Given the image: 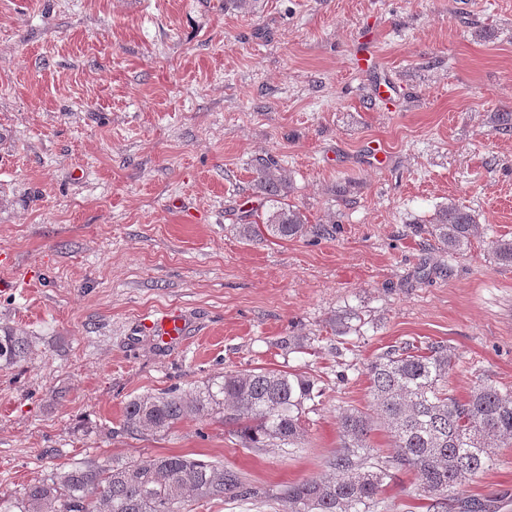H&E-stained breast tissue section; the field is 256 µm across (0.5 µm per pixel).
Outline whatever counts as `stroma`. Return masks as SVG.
I'll use <instances>...</instances> for the list:
<instances>
[{
    "label": "stroma",
    "instance_id": "35a3bbf8",
    "mask_svg": "<svg viewBox=\"0 0 512 512\" xmlns=\"http://www.w3.org/2000/svg\"><path fill=\"white\" fill-rule=\"evenodd\" d=\"M502 112L512 0H0V332L30 343L0 369V492L107 457L221 462L260 493L328 476L339 411L373 410L360 367L401 341L454 348L455 396L512 388ZM261 160L314 233L239 237L269 208ZM451 202L479 224L452 255L411 231ZM175 313L169 345L151 324ZM259 367L323 387L299 447L216 418L122 430L135 397ZM462 494L512 512V445ZM426 505L401 472L378 512Z\"/></svg>",
    "mask_w": 512,
    "mask_h": 512
}]
</instances>
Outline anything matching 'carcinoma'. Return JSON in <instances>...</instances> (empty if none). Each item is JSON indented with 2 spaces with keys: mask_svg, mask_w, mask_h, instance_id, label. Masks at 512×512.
I'll use <instances>...</instances> for the list:
<instances>
[{
  "mask_svg": "<svg viewBox=\"0 0 512 512\" xmlns=\"http://www.w3.org/2000/svg\"><path fill=\"white\" fill-rule=\"evenodd\" d=\"M255 182L276 205L262 223L242 224L247 240L267 236L297 239L316 231L304 213L279 201L288 184L283 170L260 165ZM479 231L471 212L450 202L438 208L420 232L457 253ZM502 265H512V239L492 241ZM29 341L7 331L0 336V367L28 353ZM457 365L442 341L425 346L392 345L363 369L373 406L393 438L390 456L373 454L374 418L345 409L337 416L340 449L330 461L339 475L282 486L275 499L288 512H375L394 471L413 474L429 500L428 512H454L449 494L496 463L495 449L512 441V389L477 380L460 399L448 390ZM323 390L305 372L266 368L226 371L190 390L137 397L125 407L123 428L136 435L166 433L188 419L218 416L245 448L295 445L304 437L306 415L322 404ZM249 498L240 473L220 462L186 455L91 461L57 468L15 495L0 494V512H194V506Z\"/></svg>",
  "mask_w": 512,
  "mask_h": 512,
  "instance_id": "carcinoma-1",
  "label": "carcinoma"
}]
</instances>
